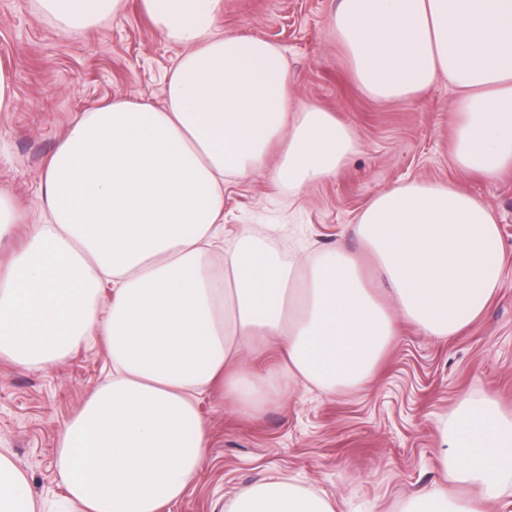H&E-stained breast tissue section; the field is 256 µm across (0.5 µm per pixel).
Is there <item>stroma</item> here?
Instances as JSON below:
<instances>
[{"mask_svg":"<svg viewBox=\"0 0 512 512\" xmlns=\"http://www.w3.org/2000/svg\"><path fill=\"white\" fill-rule=\"evenodd\" d=\"M338 0H224L220 29L279 45L297 99L331 112L356 150L336 176L299 191L269 174L224 181V222L248 224L287 256L344 239L369 200L397 183L452 182L495 216L505 256L500 288L483 314L447 340L398 322V333L363 385L327 393L296 385L250 412L221 392L198 411L208 434L204 465L165 512H224L245 486L294 477L336 501L401 503L442 482L439 427L465 400L495 398L512 414V178L479 180L457 169L451 151L455 91L440 79L410 99L377 100L353 79L330 27ZM36 0H0V68L11 77L0 111V192L23 223L41 220L36 190L47 157L83 112L115 98L163 104L181 46L159 38L126 0L104 24L75 34L36 20ZM112 374L102 336L81 343L58 366L35 369L0 358V452L26 474L42 512H64L57 439L92 390Z\"/></svg>","mask_w":512,"mask_h":512,"instance_id":"obj_1","label":"stroma"}]
</instances>
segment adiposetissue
Returning <instances> with one entry per match:
<instances>
[{"instance_id":"adipose-tissue-1","label":"adipose tissue","mask_w":512,"mask_h":512,"mask_svg":"<svg viewBox=\"0 0 512 512\" xmlns=\"http://www.w3.org/2000/svg\"><path fill=\"white\" fill-rule=\"evenodd\" d=\"M61 32L109 20L124 0H38ZM154 31L182 46L163 105L113 99L83 113L48 157L41 224L0 269V358L45 368L90 336L112 378L66 424L57 469L81 512H162L201 470L200 397L222 387L258 410L282 383L328 392L372 376L397 320L448 339L480 316L499 284V227L448 183H399L373 197L344 245L284 259L249 229L224 236V179L264 170L298 190L331 178L351 132L297 102L283 51L218 30L224 0H139ZM331 27L371 97L417 96L439 78L457 92L453 158L464 171L512 174V0H340ZM387 286L373 295L365 268ZM111 281L112 296L102 285ZM276 345V375L246 369ZM451 482L502 502L512 486V418L462 402L442 430ZM0 512H37L25 473L0 454ZM225 512H335L300 484L250 486Z\"/></svg>"}]
</instances>
